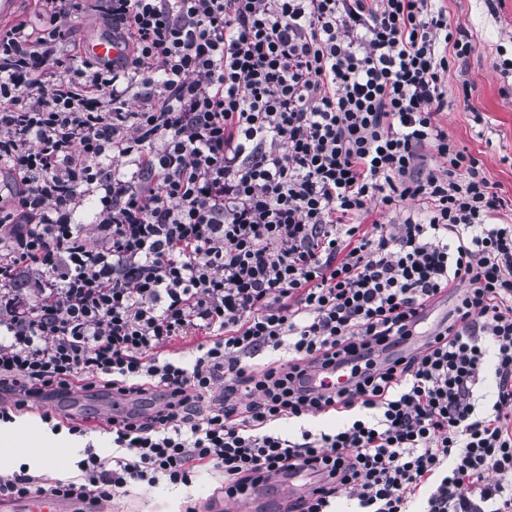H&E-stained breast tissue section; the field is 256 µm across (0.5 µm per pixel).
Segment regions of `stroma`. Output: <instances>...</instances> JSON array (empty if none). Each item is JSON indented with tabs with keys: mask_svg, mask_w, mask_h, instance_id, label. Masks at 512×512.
I'll use <instances>...</instances> for the list:
<instances>
[{
	"mask_svg": "<svg viewBox=\"0 0 512 512\" xmlns=\"http://www.w3.org/2000/svg\"><path fill=\"white\" fill-rule=\"evenodd\" d=\"M436 5L451 25L463 27L472 37L475 50L462 61L452 62L443 77L448 108L438 121L448 137L478 158L482 174L505 201L492 216L495 224H512V0H437ZM110 397L90 392L80 402L61 397L50 404L52 413H62L82 425L84 432L71 438L73 447L63 461H56L50 424L43 422L38 408L21 411V418L40 426L48 441L41 447L44 459L34 475L44 483L60 480L81 482L78 461L87 452L104 462L112 460V435L105 428ZM221 470L207 467L193 477L190 485H130L127 492L107 503L108 512H283L288 492L280 487L261 490L246 499L224 501Z\"/></svg>",
	"mask_w": 512,
	"mask_h": 512,
	"instance_id": "obj_1",
	"label": "stroma"
}]
</instances>
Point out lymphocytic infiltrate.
I'll list each match as a JSON object with an SVG mask.
<instances>
[{
  "instance_id": "1",
  "label": "lymphocytic infiltrate",
  "mask_w": 512,
  "mask_h": 512,
  "mask_svg": "<svg viewBox=\"0 0 512 512\" xmlns=\"http://www.w3.org/2000/svg\"><path fill=\"white\" fill-rule=\"evenodd\" d=\"M37 2L39 27L0 30V420L102 389L123 451L50 493L106 501L210 465L230 500L315 475L289 512L343 493L512 512V225L437 120L470 36L433 0ZM89 7L115 61L70 48ZM199 330L192 367L158 359ZM268 350L287 362L255 364ZM355 408L333 432L273 427Z\"/></svg>"
}]
</instances>
